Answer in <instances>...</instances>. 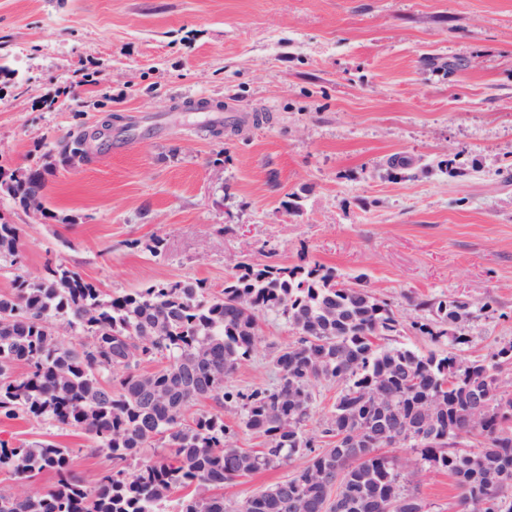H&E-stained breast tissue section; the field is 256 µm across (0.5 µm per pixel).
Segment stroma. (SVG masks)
Instances as JSON below:
<instances>
[{"mask_svg":"<svg viewBox=\"0 0 512 512\" xmlns=\"http://www.w3.org/2000/svg\"><path fill=\"white\" fill-rule=\"evenodd\" d=\"M0 62L16 73L0 84V166L52 163L46 205L77 218L0 196L22 229L0 293L50 262L107 294L195 280L217 294L244 260L317 262L392 304V345L433 348L411 294L491 302L463 329L466 358L512 344V0H0ZM107 119L112 138L89 162L63 159L69 137ZM259 326L231 389L278 381L272 359L294 336L271 314ZM0 440L77 449L90 487L113 466L72 426L0 417ZM413 484L427 512H453L447 472Z\"/></svg>","mask_w":512,"mask_h":512,"instance_id":"stroma-1","label":"stroma"}]
</instances>
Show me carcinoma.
Returning <instances> with one entry per match:
<instances>
[{
    "instance_id": "obj_1",
    "label": "carcinoma",
    "mask_w": 512,
    "mask_h": 512,
    "mask_svg": "<svg viewBox=\"0 0 512 512\" xmlns=\"http://www.w3.org/2000/svg\"><path fill=\"white\" fill-rule=\"evenodd\" d=\"M64 160L86 162L92 151L83 131L65 142ZM46 164L21 174L0 167V193L45 218ZM20 229L0 217V260L15 259ZM431 319L418 330L448 351L426 355L373 342L400 332L398 312L360 283L336 280L319 263L283 267L241 262L218 295L201 281L160 282L104 298L98 286L63 265L19 276L0 293V416L77 426L115 466L89 488L74 470L73 451L44 441L0 444V470L20 484L0 492V512H425L410 488L416 466L448 473L458 512H512V398L499 392L498 374L512 364V344L490 359L468 360L469 339L456 323L477 319L490 303L410 296ZM283 316L297 338L274 357L278 383L244 395L228 377L250 357L259 316ZM154 371H140L144 362ZM19 365L26 371L17 374ZM332 382L341 390L322 436L327 447L287 480L244 500L224 501V486L274 467L310 448L305 423L311 389ZM202 400L218 412L191 420ZM241 403L244 427L264 438L250 451L232 443L221 410ZM408 435L402 447L415 458L399 464L383 453L394 425ZM355 428L373 444L344 448L336 436ZM473 436L449 448L446 437ZM162 444L155 460L130 472L123 463L140 449ZM53 473L49 488L27 482Z\"/></svg>"
}]
</instances>
